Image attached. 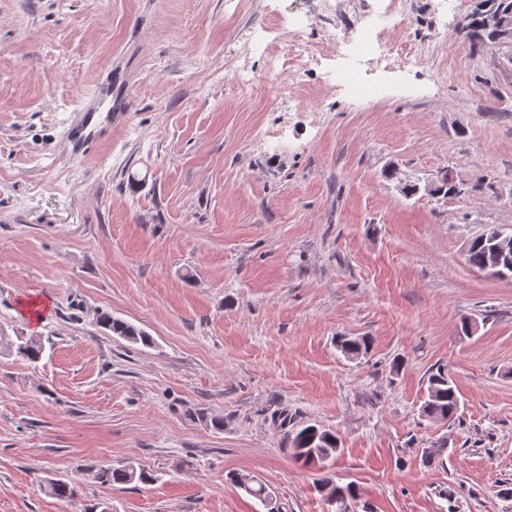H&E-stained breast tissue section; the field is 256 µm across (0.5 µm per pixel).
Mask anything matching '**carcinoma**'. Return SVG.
Listing matches in <instances>:
<instances>
[{"label": "carcinoma", "mask_w": 512, "mask_h": 512, "mask_svg": "<svg viewBox=\"0 0 512 512\" xmlns=\"http://www.w3.org/2000/svg\"><path fill=\"white\" fill-rule=\"evenodd\" d=\"M488 15L481 8L467 16L462 23L461 30L472 40L473 44L491 43L512 34V27L507 30H499L494 25L486 23ZM488 239L490 236L481 234L470 243L467 261L469 265L478 270L485 265L488 254ZM101 326L114 335L134 343L144 345L151 344V338L145 331L131 323L109 315L100 317ZM337 346L349 358L356 359L367 354L371 346L368 336L347 337L340 336ZM44 351V344L39 338L30 337L18 345V353L29 361H37ZM427 396L421 407V415L432 421L449 422L457 418L460 408V400L453 380L448 376V371L442 365L432 368L427 379ZM273 425L282 432V440L285 450L296 460L306 466L327 467L341 451L340 439L336 432L323 428L309 421H300L286 413H274L271 416ZM92 479L103 485H124L135 480L147 483L151 475L145 470H136L130 467L112 468L100 467L88 470ZM231 481L248 495L259 500L267 509L274 512L278 504L271 503V494L266 486L256 478L248 484L239 482V474L230 475ZM320 485L329 500L336 504V512H349L348 500L356 497L352 485L338 486L328 477L320 479ZM48 492L58 499L73 500L77 496L76 487L63 480H51L47 483Z\"/></svg>", "instance_id": "carcinoma-1"}]
</instances>
